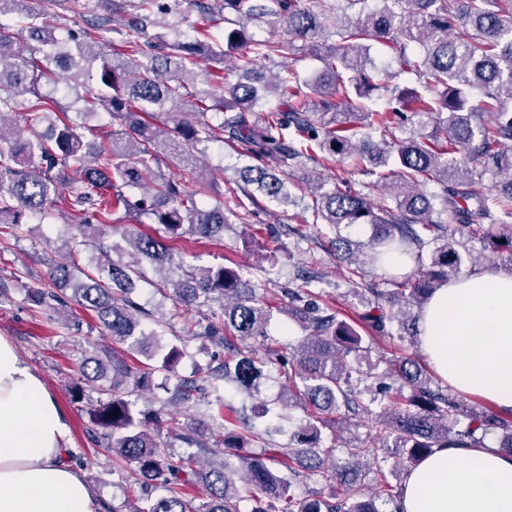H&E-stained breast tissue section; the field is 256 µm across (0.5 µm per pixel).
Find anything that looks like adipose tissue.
Wrapping results in <instances>:
<instances>
[{
  "label": "adipose tissue",
  "instance_id": "1",
  "mask_svg": "<svg viewBox=\"0 0 512 512\" xmlns=\"http://www.w3.org/2000/svg\"><path fill=\"white\" fill-rule=\"evenodd\" d=\"M419 331L438 377L512 412V274L451 280L424 307ZM69 448L66 415L0 336V512H98L64 461ZM401 512H512V453L489 436L476 447L436 450L410 473Z\"/></svg>",
  "mask_w": 512,
  "mask_h": 512
}]
</instances>
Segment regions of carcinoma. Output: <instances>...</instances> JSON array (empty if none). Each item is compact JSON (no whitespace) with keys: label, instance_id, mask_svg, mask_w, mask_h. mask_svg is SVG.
I'll return each mask as SVG.
<instances>
[{"label":"carcinoma","instance_id":"cac0c4a2","mask_svg":"<svg viewBox=\"0 0 512 512\" xmlns=\"http://www.w3.org/2000/svg\"><path fill=\"white\" fill-rule=\"evenodd\" d=\"M80 2L94 4L92 18L60 39L24 14V0H0V15H22L16 32H0V239L19 237L31 216L50 220L60 200L77 219L75 246L91 251L95 264L47 261V283L31 289L27 301L58 315L75 303L112 340L78 362L76 372L98 383L100 397L86 411L93 443L134 466L136 483L160 490L125 512H242L243 501L251 503L247 512H398L400 492L384 477L388 459L413 469L437 448L476 446L496 430L499 448L512 453V412L473 410L459 427L456 395L414 360L380 373L369 363L375 336H388L394 323L400 335L413 336L415 316L406 309L423 307L472 264L458 238L481 235L485 224L497 229L491 244L512 271V224L504 222L512 217V0H380L377 9L368 0H343V12L355 14L344 23L335 0H191L200 20L172 37L147 30L170 27L166 16L179 0H46L66 10ZM218 19L228 24L226 46L237 51L236 79L217 75L207 96L197 98L190 91L196 60L222 63L226 56L208 26ZM256 23L283 24L288 39L254 40L248 25ZM298 40L321 64L316 77L284 66L266 79L259 62L295 55ZM375 43L393 54V84L380 82L370 58ZM110 44L130 53L117 63L105 51ZM58 82L80 104L71 113L53 111L40 92ZM373 91L385 96V110L362 103ZM97 111L119 129L93 133L86 117ZM196 111L214 112L216 122L194 119ZM155 112L167 114L172 126L162 130L146 120ZM472 117L480 123L471 125ZM218 139L251 161L238 169L242 197L233 209L199 200L207 193L203 174L192 190L159 166L168 148L190 151ZM330 161H349L373 178L378 200L343 178L328 190L310 178L308 199L293 195L291 173ZM487 174L507 177L504 188L486 191ZM428 183L437 190L425 189ZM262 197L301 207L306 223L373 228L366 260L349 271L352 293L373 296L361 327L321 303L308 285L314 273L303 269V285L292 279L278 289L287 300L278 313L300 336L277 345L267 333L273 309L239 266L184 267L172 256L167 237L211 241L232 220L262 209ZM144 218L161 232L129 229ZM116 235L130 247L131 261L112 258ZM393 251L411 258L412 270L388 279L389 289L366 288L365 268H382ZM145 263L163 282L180 271L169 297L188 310L206 308L193 335L222 347L224 356L202 382L179 378L170 393L181 405H214V415L181 423L137 407L155 389L156 374L176 376L182 357L180 348L159 344L156 329L137 330L138 316L152 317L130 298L145 280ZM350 356L359 365H350ZM273 370L286 382L282 409L299 408L305 419L288 431V446L255 453L262 436L254 420L271 409L260 403L249 416L226 409L224 393L252 398ZM372 380L382 397L366 401ZM353 416L365 419L384 449L375 458L379 490L372 497L359 474L369 449L352 441L321 446L323 430L334 432ZM162 426L174 440L215 457L208 470L197 468L195 453L162 456ZM231 457L240 466V487ZM326 471L328 491L296 496L298 482ZM198 480L208 491L199 510L184 492Z\"/></svg>","mask_w":512,"mask_h":512}]
</instances>
